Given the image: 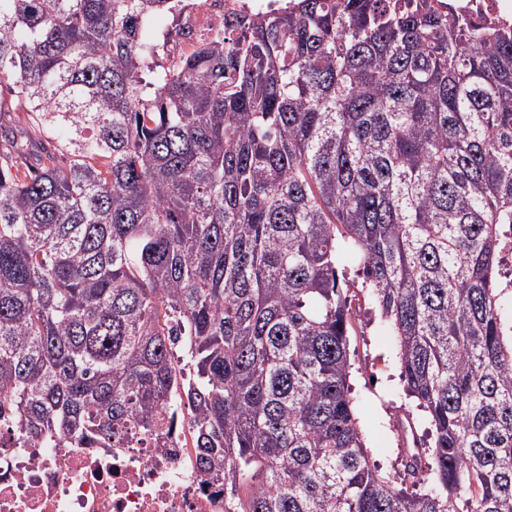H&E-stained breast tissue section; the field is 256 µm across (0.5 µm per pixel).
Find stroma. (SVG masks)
Wrapping results in <instances>:
<instances>
[{"instance_id": "stroma-1", "label": "stroma", "mask_w": 512, "mask_h": 512, "mask_svg": "<svg viewBox=\"0 0 512 512\" xmlns=\"http://www.w3.org/2000/svg\"><path fill=\"white\" fill-rule=\"evenodd\" d=\"M343 272L352 284L349 295L355 313L349 358L356 416L370 462L396 473L401 464L393 416L398 409L412 406L400 379L396 340L370 290L362 287L355 262L344 260Z\"/></svg>"}]
</instances>
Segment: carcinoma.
<instances>
[{"label": "carcinoma", "mask_w": 512, "mask_h": 512, "mask_svg": "<svg viewBox=\"0 0 512 512\" xmlns=\"http://www.w3.org/2000/svg\"><path fill=\"white\" fill-rule=\"evenodd\" d=\"M184 0H0V428L192 416L224 512H512V25L297 0L177 65ZM433 442L370 465L340 261ZM433 465L425 467L422 458ZM503 250L509 251L512 256V240L504 243ZM505 253H501L502 264L500 266L501 276L497 275L500 316L504 330L505 342L510 345L512 339V288H506L507 282L512 280V258ZM506 276V277H505Z\"/></svg>", "instance_id": "1"}]
</instances>
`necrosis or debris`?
<instances>
[{"instance_id":"obj_1","label":"necrosis or debris","mask_w":512,"mask_h":512,"mask_svg":"<svg viewBox=\"0 0 512 512\" xmlns=\"http://www.w3.org/2000/svg\"><path fill=\"white\" fill-rule=\"evenodd\" d=\"M287 0H190L175 38L157 50L173 65L194 54L201 41L223 32L242 13H272ZM150 435L131 448L73 441L53 448L42 441L0 447V512H224V490L199 472L188 424L159 447Z\"/></svg>"}]
</instances>
